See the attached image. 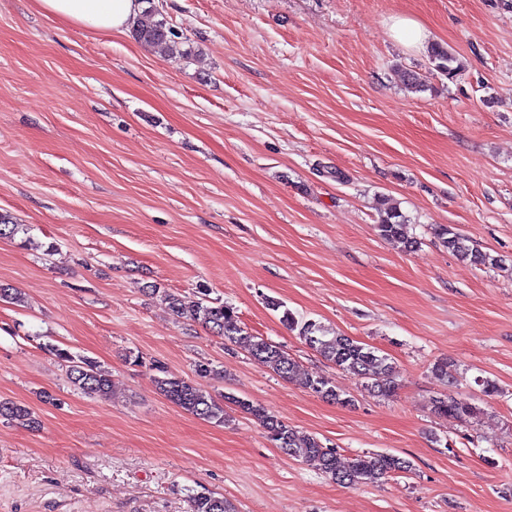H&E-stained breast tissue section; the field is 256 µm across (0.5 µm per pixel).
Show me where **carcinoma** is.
I'll use <instances>...</instances> for the list:
<instances>
[{
    "instance_id": "1",
    "label": "carcinoma",
    "mask_w": 512,
    "mask_h": 512,
    "mask_svg": "<svg viewBox=\"0 0 512 512\" xmlns=\"http://www.w3.org/2000/svg\"><path fill=\"white\" fill-rule=\"evenodd\" d=\"M136 37L153 47L158 53L170 56L178 52L177 33L163 19L155 18L153 10H148L134 25ZM427 57L433 70L440 76L454 80L465 70L461 58L447 46L433 43L428 48ZM405 88L411 92L428 90L427 81L413 70L403 74ZM379 218L377 229L385 239H404L408 247L417 245V241L405 237L407 217L400 208L386 198L379 200ZM25 224H20L7 213H0V239L13 240L20 233H27ZM435 236L458 260L475 266H496L499 260L470 244V240L448 225L435 229ZM152 293L161 294L173 315L181 320H190L201 324L232 344H245L250 356L271 368L285 380L300 379L304 388L322 398L342 406L352 403V399L343 396L335 388L319 377L300 376L299 365L282 347L260 336L248 334L240 325L234 307L227 304H213L204 298H190L152 288ZM282 321L291 330L299 329L300 338L320 353L336 367L358 376L367 391L383 399L394 397L398 390L396 366L385 355L378 354L369 347L341 333L329 335L322 326L311 322H299L289 311H284ZM45 349L59 361L68 364L67 375L71 385L90 395L107 398L112 393V374L101 368L97 361L81 355H74L67 349L47 344ZM159 372L155 377L160 392L174 405L185 412L207 421L222 423L225 421L224 404H232L241 413L259 422L275 447L291 458L301 461H314L321 472L338 485L355 487L361 485H379L397 474L410 473L413 464L410 460L385 453H364L344 464L340 461L336 449L324 444L318 437L300 432L269 414L266 409L248 399L224 394L216 397L197 383L168 371L159 363L151 364ZM433 412L467 422L478 413V408L467 399L450 394L436 400ZM0 420L24 427L38 425L33 412L24 404L12 400H0ZM191 512H234L224 497L208 490L192 491L188 495Z\"/></svg>"
}]
</instances>
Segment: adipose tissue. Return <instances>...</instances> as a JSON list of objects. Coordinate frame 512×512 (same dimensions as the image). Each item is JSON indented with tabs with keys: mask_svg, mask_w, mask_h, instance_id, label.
I'll use <instances>...</instances> for the list:
<instances>
[{
	"mask_svg": "<svg viewBox=\"0 0 512 512\" xmlns=\"http://www.w3.org/2000/svg\"><path fill=\"white\" fill-rule=\"evenodd\" d=\"M38 7L89 31L123 32L143 11L141 0H36Z\"/></svg>",
	"mask_w": 512,
	"mask_h": 512,
	"instance_id": "ef3b65f1",
	"label": "adipose tissue"
}]
</instances>
